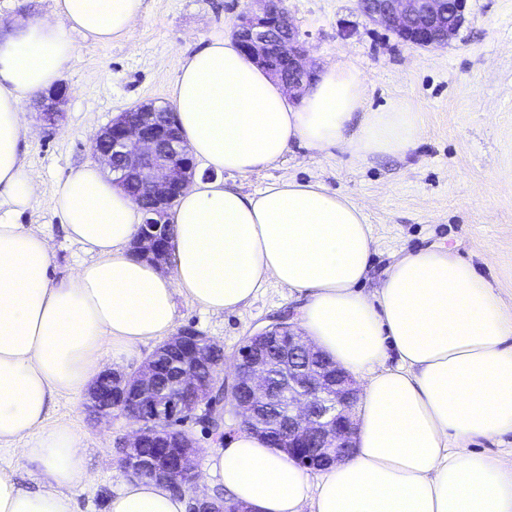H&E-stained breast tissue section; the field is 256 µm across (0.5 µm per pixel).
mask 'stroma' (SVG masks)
I'll return each instance as SVG.
<instances>
[{
	"label": "stroma",
	"instance_id": "1",
	"mask_svg": "<svg viewBox=\"0 0 512 512\" xmlns=\"http://www.w3.org/2000/svg\"><path fill=\"white\" fill-rule=\"evenodd\" d=\"M290 21L316 70L344 60L367 80V107L399 99L420 113L424 131L403 155L356 161L336 148H293L276 164L247 175H225L227 185L253 193L288 178L318 181L364 207L375 240L373 292L402 250L453 249L473 264L512 308V0H468L456 38L433 49L399 43L368 21L357 0H285ZM247 0H145L131 30L109 44L72 33L74 54L61 76L70 91L65 119L46 128L27 110L21 144L40 189L20 223L43 230L55 254V277L85 254L69 242L54 214L60 183L70 169L94 164L91 141L123 110L140 103L167 106L184 57L213 38H228ZM295 295L268 282L245 309L214 314L176 300L177 327H193L233 360L245 336L297 307ZM84 396L58 395L48 425L65 424L79 437L93 484L77 512H106V502L128 476L119 459L134 423L120 412L96 418Z\"/></svg>",
	"mask_w": 512,
	"mask_h": 512
}]
</instances>
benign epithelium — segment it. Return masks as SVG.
Returning <instances> with one entry per match:
<instances>
[{
  "label": "benign epithelium",
  "mask_w": 512,
  "mask_h": 512,
  "mask_svg": "<svg viewBox=\"0 0 512 512\" xmlns=\"http://www.w3.org/2000/svg\"><path fill=\"white\" fill-rule=\"evenodd\" d=\"M257 11L237 17L234 37L241 50L277 79L288 95L299 98L315 81L307 62V52L295 36L283 0H253ZM468 0H358L361 12L373 23L385 26L401 43L414 48L449 44L464 21ZM448 25H443V18ZM288 31L286 69L277 67L276 57ZM67 87L63 84L39 96L35 108L51 125L62 114ZM140 113L136 120L123 111L101 128L92 141L94 156L112 173V183L123 186L137 181L148 199L139 204L143 220L134 241L149 260L159 266L167 263L171 250V224L168 213L177 197L189 186L195 174L193 157L176 132L175 113L156 119L154 107H131ZM288 332V363L279 376L284 417L281 430L288 434V457L303 468L317 463L330 465L350 457L358 424L353 408L360 389L353 377L320 359V351L308 343L301 330L290 322L272 323L248 336L238 349L232 393L226 395L242 428L260 432L266 418L256 411L270 395V360L264 353L267 340ZM224 349L192 328H186L164 341L131 373L102 371L87 393L86 407L94 414L112 415L114 408L100 404V385L128 399L123 414L141 423L123 450L122 468L134 477L150 473L160 482L178 479L192 484L198 476V449L188 432L181 429L185 417L212 418V411L224 400H215L212 391L223 382L221 356ZM160 355H174L181 367L167 390L156 387L154 361ZM206 370L209 379L199 380ZM150 441L164 444L165 454L144 455Z\"/></svg>",
  "instance_id": "obj_1"
}]
</instances>
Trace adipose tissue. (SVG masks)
<instances>
[{"mask_svg":"<svg viewBox=\"0 0 512 512\" xmlns=\"http://www.w3.org/2000/svg\"><path fill=\"white\" fill-rule=\"evenodd\" d=\"M143 0H55L54 17L0 31V443L18 444L42 486L0 472V512H75L92 482L67 426H47L53 396L83 392L112 360L171 333L176 297L206 312L245 307L273 281L303 300L309 342L362 382L357 447L311 479L257 434L210 451L203 476L256 512H512V468L473 449L512 434V311L450 248L401 252L373 294L361 288L374 238L363 206L318 182L254 194L196 180L171 213L172 262L133 252L137 205L100 167L71 169L55 197L68 239L91 253L67 277L43 231L14 223L38 192L21 156L28 96L51 88L72 54L70 33L101 44L126 35ZM367 85L339 62L296 105L233 40L184 58L171 97L184 143L215 172L248 175L292 146L346 148L357 160L403 155L421 136L402 102L370 111ZM358 130H351L355 113ZM154 480L124 483L108 512H186Z\"/></svg>","mask_w":512,"mask_h":512,"instance_id":"obj_1","label":"adipose tissue"}]
</instances>
